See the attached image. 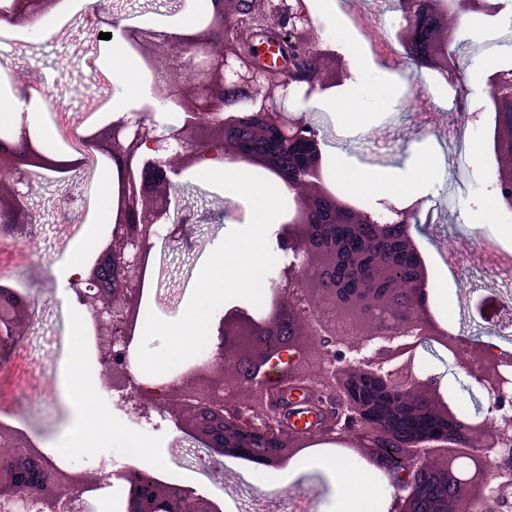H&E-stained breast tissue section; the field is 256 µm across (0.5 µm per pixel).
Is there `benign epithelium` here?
I'll list each match as a JSON object with an SVG mask.
<instances>
[{"mask_svg":"<svg viewBox=\"0 0 512 512\" xmlns=\"http://www.w3.org/2000/svg\"><path fill=\"white\" fill-rule=\"evenodd\" d=\"M209 0L203 29L124 25V0L110 18L86 30L97 50L101 25L153 71L151 101L83 136L116 175L109 235L72 282L94 327L103 386L135 419L157 414L177 442L203 450L215 464L284 468L298 452L334 444L374 468L391 488L388 512H512V351L442 327L431 308L430 273L412 232L420 211L387 199L369 211L337 196L322 180L323 139L299 106L348 77L344 58L322 46L304 0ZM57 0H10L0 20L25 26ZM495 15L494 0H462ZM395 39L422 68L456 92L469 117L458 49L462 10L438 0H399ZM275 55L259 60L258 31ZM495 130L493 171L502 205L512 208V71L487 75ZM183 114L154 119L158 105ZM247 163L288 189L294 212L280 225L281 267L268 302L253 313L231 308L216 328L209 358L156 386L129 378L136 317L148 259L162 221L177 206L174 178L211 156ZM72 164L43 155L26 128L0 135V234L25 238L36 223L27 196L37 169ZM194 213L166 225V239L188 241ZM34 301L0 281V355L24 334ZM476 311L503 331L512 306L483 298ZM436 343L488 394L487 413L465 419L440 391V377L416 368V349ZM291 386L307 394L313 428L284 427ZM125 512H220L190 486L162 480L149 467L125 463L73 471L33 447L22 431L0 424V502L50 505L63 494L71 512L113 484Z\"/></svg>","mask_w":512,"mask_h":512,"instance_id":"benign-epithelium-1","label":"benign epithelium"}]
</instances>
